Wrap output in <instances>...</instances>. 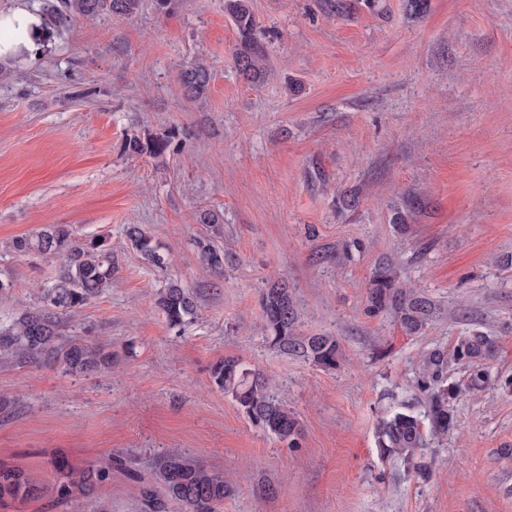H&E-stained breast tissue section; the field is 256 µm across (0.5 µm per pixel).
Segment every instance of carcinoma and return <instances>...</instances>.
Wrapping results in <instances>:
<instances>
[{"mask_svg":"<svg viewBox=\"0 0 512 512\" xmlns=\"http://www.w3.org/2000/svg\"><path fill=\"white\" fill-rule=\"evenodd\" d=\"M141 0H45L44 17L48 25L91 18L102 12L115 17L132 18ZM224 15L234 26L237 43L232 59L239 75L250 84H258L268 75V53L257 35V22L250 0H224ZM186 96L205 97L210 81L209 65L196 61L179 77ZM170 146L167 138L144 142L131 135L123 142V151L141 154L149 151L163 155ZM126 237L146 263H164L161 245L140 224L126 226ZM13 252L30 257L61 260L54 278L42 291L44 307L20 312L7 325H0V355L24 363H49L63 373L86 376L112 365V353L90 341L62 340L60 318H74L92 301L112 288L114 259L112 247L104 237L82 240L67 224H49L39 231L12 242ZM201 260L216 274H224L228 255L203 238L198 241ZM260 307L263 331L268 345L277 352L298 357L324 371L336 370L344 358L341 340L331 333L302 336L297 331L299 314L288 284L272 281L261 290ZM154 305L172 327H181L194 318L197 302L177 280L169 281L155 293ZM367 314L390 315L409 336H415L438 313L435 303L425 295L402 285L395 267L378 263L366 292ZM494 341L481 331L459 338L452 349L437 347L428 351L412 385L423 410L400 403L377 422L375 445L383 457L400 456L411 462L427 447V441L444 438L457 427L453 403L464 392L494 385L489 371L481 365L495 356ZM454 363L468 369L465 383L448 381V366ZM213 383L232 397L248 419L264 428L288 447L297 446L300 432L295 413L272 394L268 381L247 368L240 360L225 358L211 370ZM120 457H109L82 471H74L65 458L56 456L52 464L58 474L57 498L89 496L110 479L112 467ZM38 488L20 469L0 467V502L5 497L36 495ZM233 493L224 476L215 474L176 450L163 453L154 463V480L139 489L143 512H170L177 504L183 512H220L224 498Z\"/></svg>","mask_w":512,"mask_h":512,"instance_id":"carcinoma-1","label":"carcinoma"}]
</instances>
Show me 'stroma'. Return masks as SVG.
<instances>
[{
	"label": "stroma",
	"mask_w": 512,
	"mask_h": 512,
	"mask_svg": "<svg viewBox=\"0 0 512 512\" xmlns=\"http://www.w3.org/2000/svg\"><path fill=\"white\" fill-rule=\"evenodd\" d=\"M267 46L257 86L231 60L224 0H154L52 27L41 54L0 83V278L12 280L0 322L41 307L52 259L9 246L48 224L107 235L118 259L110 291L65 337L111 351L110 368L73 377L0 358V463L28 471L39 496L0 512H86L59 501L54 456L77 470L113 453L125 468L97 490L108 512H141L140 481L176 449L232 483L221 512H512V0H405L333 14L330 0H251ZM209 63L205 98L179 73ZM301 86L286 89L287 80ZM166 136L169 152H123L128 135ZM358 192L339 213L341 191ZM423 205L405 228L404 192ZM208 209L218 229L200 224ZM145 225L163 266L125 235ZM212 236L233 256L223 276L199 258ZM388 258L439 313L408 336L364 313L375 265ZM288 283L302 334L341 338L323 371L264 341L259 296ZM194 292L198 317L170 327L153 305L168 280ZM497 348L500 385L461 396L458 427L424 452L432 474L381 457L377 421L412 394L423 355L472 330ZM234 357L268 377L297 416V447L252 423L211 368Z\"/></svg>",
	"instance_id": "1"
}]
</instances>
